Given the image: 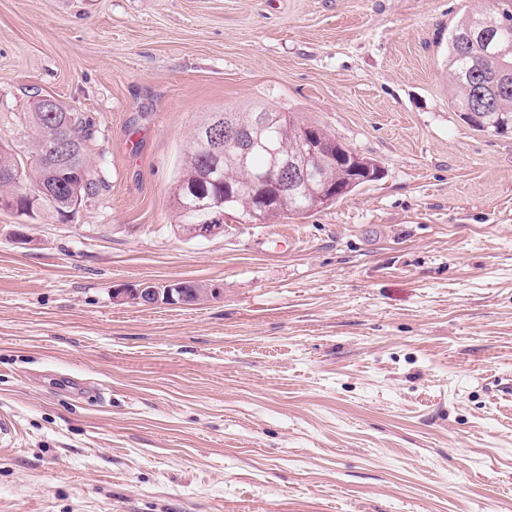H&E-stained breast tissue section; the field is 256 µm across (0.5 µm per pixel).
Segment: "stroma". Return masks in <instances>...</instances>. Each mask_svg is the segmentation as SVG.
<instances>
[{"label":"stroma","instance_id":"stroma-1","mask_svg":"<svg viewBox=\"0 0 512 512\" xmlns=\"http://www.w3.org/2000/svg\"><path fill=\"white\" fill-rule=\"evenodd\" d=\"M487 0H0V143L81 113L72 221L0 210V512H512V136L449 103ZM296 112L377 181L185 237L212 112ZM188 280L221 298L118 304Z\"/></svg>","mask_w":512,"mask_h":512}]
</instances>
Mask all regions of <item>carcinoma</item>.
Masks as SVG:
<instances>
[{
    "instance_id": "cac0c4a2",
    "label": "carcinoma",
    "mask_w": 512,
    "mask_h": 512,
    "mask_svg": "<svg viewBox=\"0 0 512 512\" xmlns=\"http://www.w3.org/2000/svg\"><path fill=\"white\" fill-rule=\"evenodd\" d=\"M448 76L450 105L468 118L472 129L488 135L512 132V0H490L488 9L462 17L448 32ZM261 111L271 116V135L280 153L290 159H303L300 132L308 129L321 147L323 160L309 184L283 204L259 208L253 173L268 165L263 152L253 155L250 165L232 160L216 161L194 135L193 146L179 171L173 191V207L181 224H212L215 212L210 203L229 195L226 212L240 224H251L253 214L264 224L276 216L303 215L352 192L374 180V163L347 151L344 160H332L336 139L323 128L271 107ZM60 118L82 132L80 155H85V125L78 112L59 106ZM26 119L39 134L35 145L23 152L8 144L0 145V171L26 168L32 179L53 186L51 196L30 198L18 195L17 188L0 178V199L10 198L22 215L35 219L45 212L60 221L67 220L70 199L83 198L93 189L85 160L49 169L44 149L53 136L47 113L38 109Z\"/></svg>"
}]
</instances>
